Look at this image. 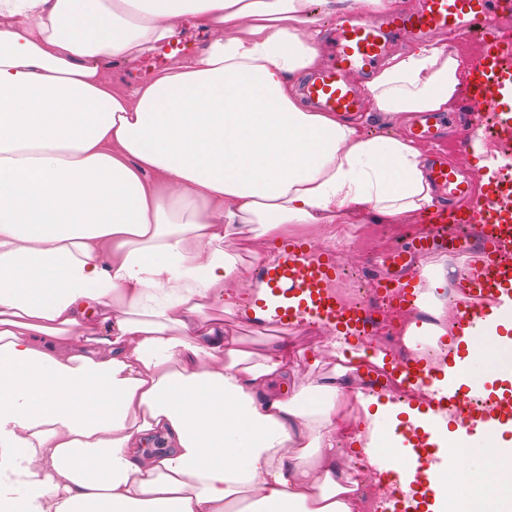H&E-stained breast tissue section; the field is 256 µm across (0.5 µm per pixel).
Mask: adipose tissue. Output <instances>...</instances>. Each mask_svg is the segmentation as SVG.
<instances>
[{
  "mask_svg": "<svg viewBox=\"0 0 512 512\" xmlns=\"http://www.w3.org/2000/svg\"><path fill=\"white\" fill-rule=\"evenodd\" d=\"M309 3L0 0V512H363L359 474L410 489L402 419L442 453L433 512H512V420L477 446L448 411L349 388L346 365L385 355L345 329L339 366L285 394L290 349L256 356L224 332L240 308L232 241L265 238L261 266L312 225L443 204L414 138L300 102L296 80L321 61ZM186 17L223 38L129 91L102 77ZM465 69L445 36L391 56L365 95L397 122L444 112ZM449 275L420 262L430 319L404 333L447 338L440 354L465 349L496 379L512 337L459 329ZM345 443L358 468L339 461Z\"/></svg>",
  "mask_w": 512,
  "mask_h": 512,
  "instance_id": "obj_1",
  "label": "adipose tissue"
}]
</instances>
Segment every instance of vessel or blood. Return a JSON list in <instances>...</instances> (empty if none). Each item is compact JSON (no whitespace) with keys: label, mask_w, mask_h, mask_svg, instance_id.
<instances>
[{"label":"vessel or blood","mask_w":512,"mask_h":512,"mask_svg":"<svg viewBox=\"0 0 512 512\" xmlns=\"http://www.w3.org/2000/svg\"><path fill=\"white\" fill-rule=\"evenodd\" d=\"M512 11V0H421L417 10L394 12L376 22L357 16L343 19L336 29L332 62L305 88L307 98L329 112H355L360 97L352 75H369L382 60L389 42L397 37L452 30L476 34L493 28L498 15ZM467 103L474 108L490 107L496 126L506 139H512V40L486 41L467 86ZM430 180L458 197L468 196L469 181L460 179L454 168L433 165ZM512 198V181L489 179L482 198L471 208L456 212L453 218L435 214L421 237L427 241L447 238L449 225L478 224L487 246L483 273L466 278L458 298L460 325L474 327L489 316L487 300L497 301L502 318L512 317V207L503 205ZM272 296L278 298L275 317L280 324H292L299 315L331 327H344L368 335L373 326L371 307H351L340 303L332 287L326 263L305 260L301 249L286 251L283 260L265 274Z\"/></svg>","instance_id":"b4317fda"}]
</instances>
